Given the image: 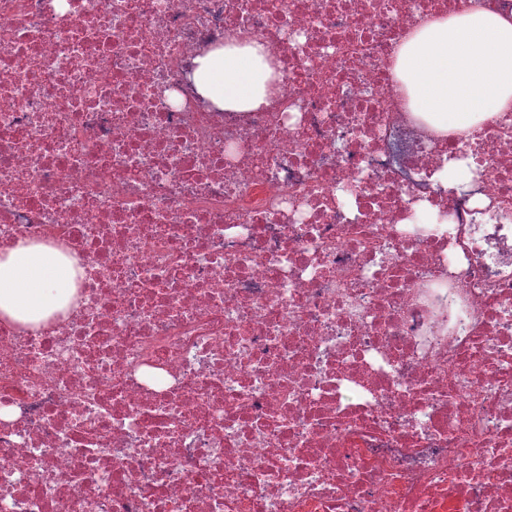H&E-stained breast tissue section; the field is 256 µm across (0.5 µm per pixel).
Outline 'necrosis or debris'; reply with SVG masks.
<instances>
[{
  "instance_id": "4bbe7bcc",
  "label": "necrosis or debris",
  "mask_w": 512,
  "mask_h": 512,
  "mask_svg": "<svg viewBox=\"0 0 512 512\" xmlns=\"http://www.w3.org/2000/svg\"><path fill=\"white\" fill-rule=\"evenodd\" d=\"M477 7L0 0V252L77 288L0 322V512H512V111L443 136L394 72ZM232 38L269 107L197 92ZM195 64L198 92L225 111H254L271 104L278 74L260 43L232 40L198 56Z\"/></svg>"
}]
</instances>
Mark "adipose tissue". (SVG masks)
Instances as JSON below:
<instances>
[{
    "label": "adipose tissue",
    "mask_w": 512,
    "mask_h": 512,
    "mask_svg": "<svg viewBox=\"0 0 512 512\" xmlns=\"http://www.w3.org/2000/svg\"><path fill=\"white\" fill-rule=\"evenodd\" d=\"M195 64L198 92L224 110L271 104L278 74L260 43L232 40ZM395 74L417 113L443 134L512 110V14L478 9L428 22L402 43ZM73 278L71 263L54 247L21 242L0 252V320L45 327L71 300Z\"/></svg>",
    "instance_id": "obj_1"
}]
</instances>
